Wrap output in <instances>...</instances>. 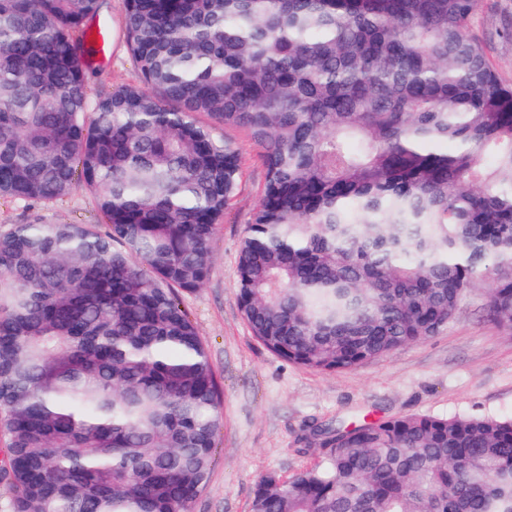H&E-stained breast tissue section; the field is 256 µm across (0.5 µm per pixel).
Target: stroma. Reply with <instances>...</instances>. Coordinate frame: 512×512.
Here are the masks:
<instances>
[{
    "instance_id": "1",
    "label": "stroma",
    "mask_w": 512,
    "mask_h": 512,
    "mask_svg": "<svg viewBox=\"0 0 512 512\" xmlns=\"http://www.w3.org/2000/svg\"><path fill=\"white\" fill-rule=\"evenodd\" d=\"M512 0H486L474 24L488 57L505 82H512V42L495 35ZM124 0H103L98 22L109 33L102 58L90 59L93 94L139 81L123 38ZM242 156L238 193L212 243L213 261L203 288L181 293L224 390L223 428L207 488L190 512H252L259 478H282L320 466L321 452L305 446L313 424H344L362 417L430 413L512 417V331L488 314L482 290L461 303L438 335L410 344L357 369L312 371L273 355L251 335L237 301L236 264L240 243L259 202L263 171L257 148L241 131L216 127ZM49 224H99L103 218L90 192L78 189L60 200L36 205L0 199V230L32 217Z\"/></svg>"
}]
</instances>
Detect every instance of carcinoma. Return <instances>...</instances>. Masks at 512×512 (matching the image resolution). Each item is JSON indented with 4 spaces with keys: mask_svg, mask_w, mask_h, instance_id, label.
<instances>
[{
    "mask_svg": "<svg viewBox=\"0 0 512 512\" xmlns=\"http://www.w3.org/2000/svg\"><path fill=\"white\" fill-rule=\"evenodd\" d=\"M483 3L125 0L140 84L93 98L102 0H0V197L83 188L108 227L0 231L11 512H189L208 485L223 393L178 291L209 278L242 157L197 113L260 149L238 305L267 350L354 370L480 285L512 330V87ZM318 432L322 465L261 476L252 512H512V418ZM512 11V0H488L473 24L474 33L484 41L488 57L503 81L512 82V42L495 36L504 12Z\"/></svg>",
    "mask_w": 512,
    "mask_h": 512,
    "instance_id": "obj_1",
    "label": "carcinoma"
}]
</instances>
